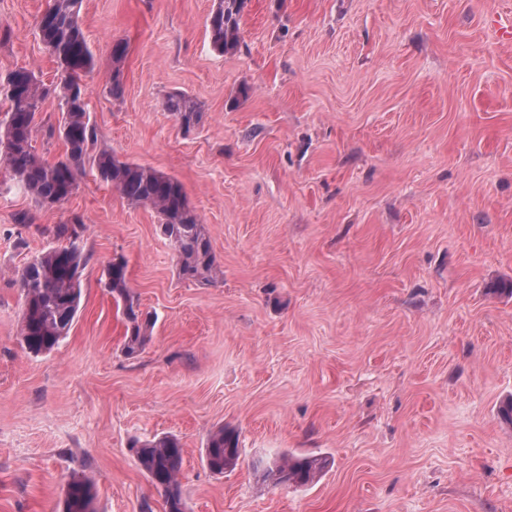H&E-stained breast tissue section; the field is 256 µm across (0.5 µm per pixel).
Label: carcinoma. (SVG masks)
Returning a JSON list of instances; mask_svg holds the SVG:
<instances>
[{
  "instance_id": "carcinoma-1",
  "label": "carcinoma",
  "mask_w": 512,
  "mask_h": 512,
  "mask_svg": "<svg viewBox=\"0 0 512 512\" xmlns=\"http://www.w3.org/2000/svg\"><path fill=\"white\" fill-rule=\"evenodd\" d=\"M250 0H217L206 25L212 48L233 54L240 46L241 21ZM81 0H49L36 19L40 40L50 52L56 79H39L27 67L0 73V162L14 185L29 195L40 208L68 201L78 177L90 170L116 189L132 204L149 206L159 215L161 234L177 253L178 277L184 281L211 282L219 268L211 241L183 185L175 178L143 165L121 161L99 141L96 125L88 112L86 77L96 69L97 59L80 21ZM128 53L124 40L112 43V73L109 91L123 93L121 64ZM58 102L60 118L49 125L42 116L43 104ZM164 107L188 135L202 124L204 112L185 93H172ZM57 138L64 154L49 161L39 154V135ZM85 224L77 214L66 222L44 228L59 245L35 256L15 272L23 309L20 339L32 354L53 351L66 338L79 310L83 273L90 256L85 250ZM106 290L112 295L126 323L123 353L139 356L152 337L155 315L140 309L128 286L127 263L123 257L104 269ZM140 469L163 497L165 512H186L180 475L184 449L174 436L135 441ZM240 458L239 434L220 425L208 435L204 459L214 474L235 469ZM327 466L324 457L278 455L271 468L281 485L314 483ZM95 482L88 476L72 478L66 486L61 512H97Z\"/></svg>"
}]
</instances>
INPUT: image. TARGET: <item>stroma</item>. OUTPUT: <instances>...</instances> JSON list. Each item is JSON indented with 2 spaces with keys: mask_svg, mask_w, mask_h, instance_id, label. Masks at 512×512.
Wrapping results in <instances>:
<instances>
[{
  "mask_svg": "<svg viewBox=\"0 0 512 512\" xmlns=\"http://www.w3.org/2000/svg\"><path fill=\"white\" fill-rule=\"evenodd\" d=\"M215 0H83L88 109L123 161L179 180L224 271L180 280L148 206L93 175L62 205L0 196V512H164L132 439L176 436L187 512H512V0H251L223 55ZM47 0H0V73L52 81ZM128 44L112 97L113 40ZM204 112L183 134L163 108ZM33 215L30 228L15 222ZM81 216L91 256L60 346L29 353L14 272ZM156 314L138 357L102 283L112 257ZM238 466L202 461L217 425ZM328 458L266 487L278 453ZM164 107L175 118L183 134H190L203 122V110L185 93L169 94ZM95 482L88 476L73 477L66 486L62 512H97Z\"/></svg>",
  "mask_w": 512,
  "mask_h": 512,
  "instance_id": "35a3bbf8",
  "label": "stroma"
}]
</instances>
